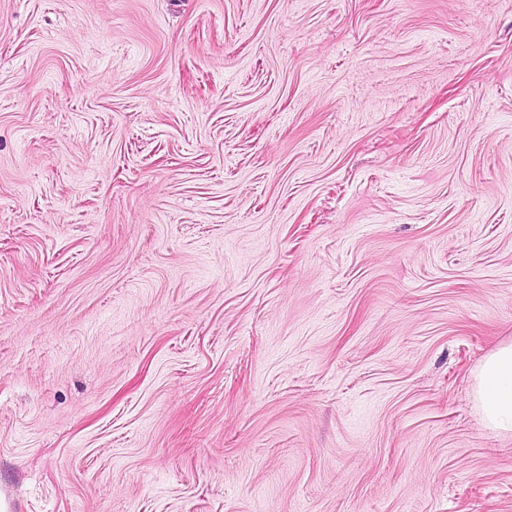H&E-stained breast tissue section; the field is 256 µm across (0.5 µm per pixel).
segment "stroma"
<instances>
[{"mask_svg": "<svg viewBox=\"0 0 512 512\" xmlns=\"http://www.w3.org/2000/svg\"><path fill=\"white\" fill-rule=\"evenodd\" d=\"M512 0H0V512H512ZM472 376V395L483 428L512 436V339L493 348Z\"/></svg>", "mask_w": 512, "mask_h": 512, "instance_id": "1", "label": "stroma"}]
</instances>
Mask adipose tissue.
I'll list each match as a JSON object with an SVG mask.
<instances>
[{
    "label": "adipose tissue",
    "mask_w": 512,
    "mask_h": 512,
    "mask_svg": "<svg viewBox=\"0 0 512 512\" xmlns=\"http://www.w3.org/2000/svg\"><path fill=\"white\" fill-rule=\"evenodd\" d=\"M472 395L484 429L512 436V339L499 343L475 368Z\"/></svg>",
    "instance_id": "ef3b65f1"
}]
</instances>
